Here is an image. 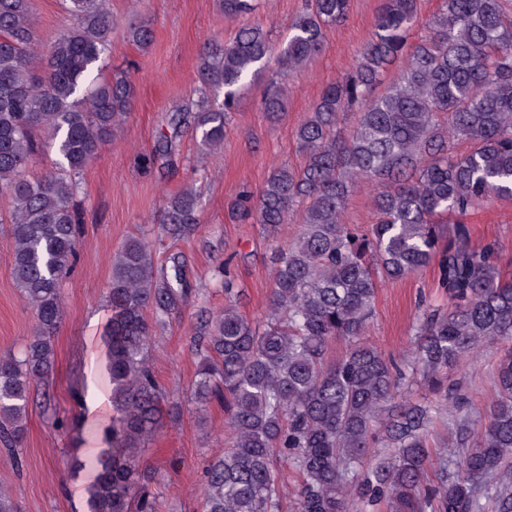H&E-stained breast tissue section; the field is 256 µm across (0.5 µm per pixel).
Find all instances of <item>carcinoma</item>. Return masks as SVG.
<instances>
[{"label": "carcinoma", "instance_id": "cac0c4a2", "mask_svg": "<svg viewBox=\"0 0 512 512\" xmlns=\"http://www.w3.org/2000/svg\"><path fill=\"white\" fill-rule=\"evenodd\" d=\"M75 24L49 45L34 25L31 0H0V196L9 200L14 238L11 274L37 323L22 357L0 355V439L22 453L33 385L54 369L53 338L62 319L60 284L78 258L80 214L72 177L96 157L133 108L124 75L92 74L116 21L107 0H66ZM348 0H306L275 49L258 26L212 40L201 58L197 101L172 115L152 161L175 164L181 128L200 143H224L227 114L246 83L278 65L262 108L285 107L282 86L320 52L327 31L347 15ZM419 23L418 0H385L372 37L352 69L327 84L295 131L298 168L278 166L256 187L238 186L231 211L270 235L300 213L302 230L274 250L268 312L258 327L232 299L228 265L220 267L228 303L204 314L193 336L197 372L190 400L202 413L214 399L228 406L224 455L207 468L204 512H282L284 460L301 476L296 512H512V356L499 362L497 404L478 442L465 417L452 421L463 455L427 482L428 429L437 407L406 397L419 374L442 407L461 403L448 388V367L480 347L512 340V282L492 244H473L465 218L494 197H512V17L502 0H443L427 35L408 42ZM140 49L151 28L131 23ZM397 82L378 87L396 63ZM224 90V108L209 105ZM360 109L352 133L341 119ZM55 142L69 176L24 177L37 133ZM469 141L467 153L456 144ZM356 192L374 194L378 221L366 230L341 223ZM200 223L196 193L166 197L162 224L178 239ZM437 262L452 309L435 308L416 326L413 360L397 362L363 341L380 283ZM192 289L178 256L155 265L151 244L128 239L112 261L111 317L104 331L112 384L106 447L74 472L90 471L85 512H156L155 477L140 466L146 447L176 419L182 403L167 397L147 360L157 329L186 304ZM349 348L329 360L333 341ZM386 450L385 461L361 464Z\"/></svg>", "mask_w": 512, "mask_h": 512}]
</instances>
